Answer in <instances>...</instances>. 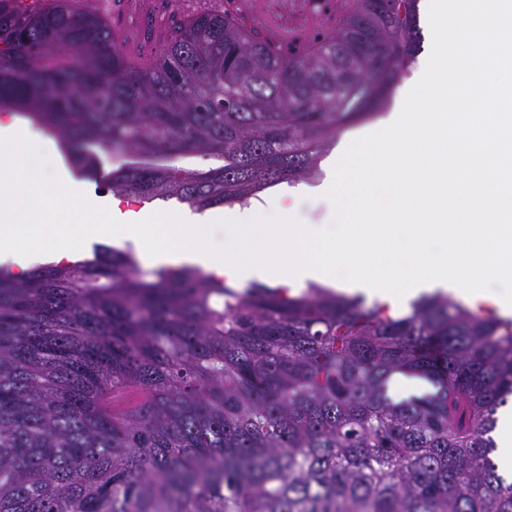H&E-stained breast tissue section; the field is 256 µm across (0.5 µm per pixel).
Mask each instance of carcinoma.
I'll list each match as a JSON object with an SVG mask.
<instances>
[{"label": "carcinoma", "instance_id": "1", "mask_svg": "<svg viewBox=\"0 0 512 512\" xmlns=\"http://www.w3.org/2000/svg\"><path fill=\"white\" fill-rule=\"evenodd\" d=\"M0 0V111L133 200L246 205L314 176L420 52L418 0H352L286 52L221 13L150 68L65 0ZM218 157L199 169L173 160ZM395 379L421 393L397 400ZM512 320L445 296L393 317L311 286L244 290L129 251L0 278V512H512L491 457Z\"/></svg>", "mask_w": 512, "mask_h": 512}]
</instances>
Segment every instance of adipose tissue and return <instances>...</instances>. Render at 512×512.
I'll use <instances>...</instances> for the list:
<instances>
[{"instance_id": "obj_1", "label": "adipose tissue", "mask_w": 512, "mask_h": 512, "mask_svg": "<svg viewBox=\"0 0 512 512\" xmlns=\"http://www.w3.org/2000/svg\"><path fill=\"white\" fill-rule=\"evenodd\" d=\"M424 20L437 38L436 57L404 91L405 98L441 96L464 72L478 75L497 70V58L477 53L485 29H493L495 42L512 40V0H425ZM458 36L442 42L448 28ZM479 96L460 95L447 120H432L429 139H418L417 115L391 112L386 125L395 138H417L406 166L411 181L384 185L369 177L365 195L375 209L362 221L357 204L344 195L345 179L359 175L364 166L380 168L385 155L368 135H344L338 154L345 174L330 178L327 189L341 194L345 223L340 231L322 224L291 228L292 208L286 198L251 199L211 215L181 207L153 218L124 219L111 214L107 223L56 224L41 220L44 207L60 211H90L74 181L63 178L54 162L60 151L53 139L40 132H19L15 117L0 120V266L22 278L42 257L55 262L100 241H132L140 259L152 266L163 259L186 262L203 274L229 283L267 281L289 274L292 287L318 281L331 288L381 295L395 309L418 293L453 290L471 299L484 297L480 276L492 272L512 281V179L497 174L500 154L490 149L480 133L471 131L472 115L480 110ZM402 211L413 223L394 228L391 216ZM451 212L468 223H439ZM400 231L404 244L392 258L397 275L391 287L377 293L374 279L358 268H339L330 256L336 249L367 235L388 236ZM443 237L464 250L467 269L452 272L442 258L426 247L428 237Z\"/></svg>"}]
</instances>
